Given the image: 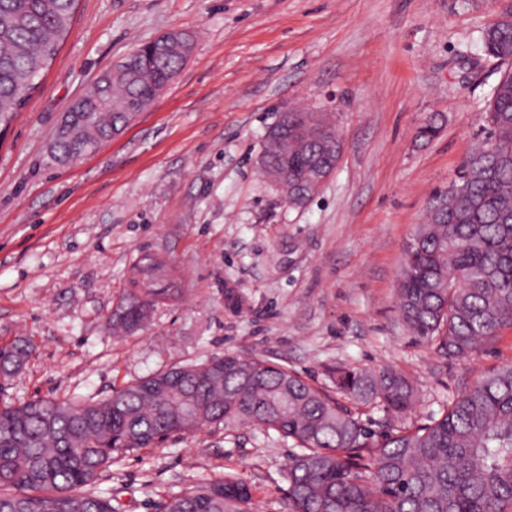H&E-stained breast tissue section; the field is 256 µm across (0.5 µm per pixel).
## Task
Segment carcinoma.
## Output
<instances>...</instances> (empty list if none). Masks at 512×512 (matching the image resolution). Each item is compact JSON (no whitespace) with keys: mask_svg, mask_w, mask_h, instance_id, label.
<instances>
[{"mask_svg":"<svg viewBox=\"0 0 512 512\" xmlns=\"http://www.w3.org/2000/svg\"><path fill=\"white\" fill-rule=\"evenodd\" d=\"M78 0H0V124L42 80L70 29ZM486 55L512 61V2L482 33ZM179 34L159 54L108 70L82 96L79 134L53 139L51 162L70 165L128 126L187 61ZM486 136L464 160L462 179L438 193L405 251L410 272L397 288L399 314L414 337L462 358L512 325V70L494 86ZM295 132L264 144L269 174L288 173L299 204L307 178L333 148L312 134L335 129L324 115H284ZM182 293L176 269L151 255L112 312V331L140 330L160 304ZM25 339L0 345V391L26 365ZM336 392L398 416L416 402L391 369L338 367ZM250 424L293 443L289 512H512V362L448 400L437 419L376 433L323 388L264 358L226 354L175 365L100 400L39 398L0 403V512H121L97 493L103 471L128 453L210 424ZM249 488L228 476L171 496L156 512H250Z\"/></svg>","mask_w":512,"mask_h":512,"instance_id":"obj_1","label":"carcinoma"}]
</instances>
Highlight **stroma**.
Wrapping results in <instances>:
<instances>
[{
  "instance_id": "35a3bbf8",
  "label": "stroma",
  "mask_w": 512,
  "mask_h": 512,
  "mask_svg": "<svg viewBox=\"0 0 512 512\" xmlns=\"http://www.w3.org/2000/svg\"><path fill=\"white\" fill-rule=\"evenodd\" d=\"M501 0H80L32 98L0 128V344L35 353L0 400L102 399L175 364L232 353L324 384L332 366H391L413 383L409 418L512 361V325L448 358L401 320L404 249L482 139L506 65L480 43ZM171 30L194 49L120 137L56 167L51 138L76 99ZM328 113L342 158L292 207L261 169L280 112ZM437 116L435 137L420 127ZM178 268L184 294L140 331L108 321L140 254ZM277 435L212 425L128 454L97 482L125 512L232 475L253 512H288Z\"/></svg>"
}]
</instances>
